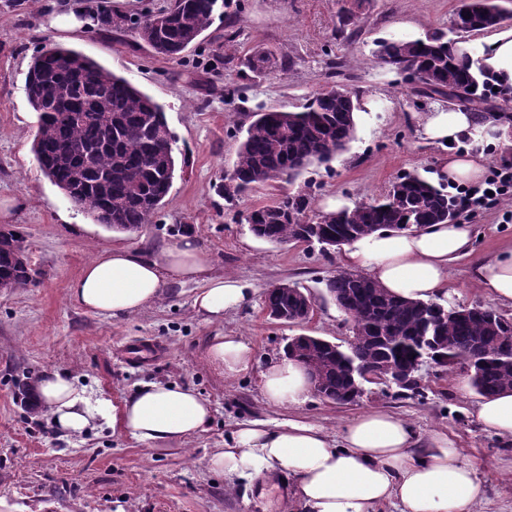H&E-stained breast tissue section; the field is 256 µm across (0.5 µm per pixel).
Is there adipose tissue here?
<instances>
[{"mask_svg":"<svg viewBox=\"0 0 512 512\" xmlns=\"http://www.w3.org/2000/svg\"><path fill=\"white\" fill-rule=\"evenodd\" d=\"M454 50L468 56L474 70L512 86V26H499L477 42H457ZM419 124L424 138L439 144L464 136L507 142L503 126L491 115L438 110L421 116ZM439 174L457 184L481 183L485 156L465 152L444 157ZM471 246L469 225L429 224L357 238L348 243L344 260L366 268L399 297L429 301L447 294L449 266L469 254ZM472 276L491 299L512 304V245L475 265ZM172 282L199 284L193 307L210 323L222 322L227 311L246 308L254 294L246 281L213 275L209 252L190 235L157 255L122 246L98 250L69 292L87 311L119 318L157 303ZM204 358L230 382L251 370L254 349L243 337L221 333L211 337ZM259 386L269 405L286 409L304 404L311 393L306 369L287 357L261 371ZM36 395L67 436L84 434L108 419L137 441L157 445L203 432L212 418L208 401L176 384L146 385L116 411L107 399L58 372L40 376ZM476 414L485 430L512 436L511 392L483 398ZM209 466L216 473L242 477L288 472L301 512H378L392 500L399 512H476L487 498L485 485L446 432L421 440L410 422L385 409L357 415L334 438L299 419L272 428L261 421L245 422L211 455Z\"/></svg>","mask_w":512,"mask_h":512,"instance_id":"obj_1","label":"adipose tissue"}]
</instances>
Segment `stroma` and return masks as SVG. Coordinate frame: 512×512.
Here are the masks:
<instances>
[{
    "label": "stroma",
    "instance_id": "obj_1",
    "mask_svg": "<svg viewBox=\"0 0 512 512\" xmlns=\"http://www.w3.org/2000/svg\"><path fill=\"white\" fill-rule=\"evenodd\" d=\"M170 0H0V199L29 203L10 222L24 239L36 283L0 288V512H299L292 480L281 473L239 478L211 471L208 459L247 421L276 426L294 417L338 435L343 424L374 408L409 421L420 438L447 432L488 491L478 512H512V437L483 429L480 400L465 374L437 368L422 373V394L370 385L359 402L336 405L317 396L288 411L268 406L257 387L269 360L283 356L288 337L321 336L345 344L351 324L327 295L324 282L343 269L341 251L277 244L254 237L243 218L278 192L311 194V211L331 197L356 205L386 193L406 172L430 177L443 155L465 151L471 140L438 147L421 136L426 112L451 109L448 101L417 93L404 74L382 64L376 43L442 32L463 40L454 20L463 0H227L199 42L179 58L155 55L129 30H100L91 15L116 10L140 17ZM79 11L74 33L54 27L56 17ZM75 49L125 77L163 105L174 135L177 173L164 205L142 229L118 232L75 207L41 171L32 143L37 131L25 91L33 56L45 46ZM271 52L274 68L251 72L248 56ZM340 85L374 111L359 113L355 139L329 166L314 165L281 190L259 186L225 201L217 188L236 157L237 130L258 108L295 109L312 93ZM475 239L454 262L440 304H490L471 272L512 243V200L466 213ZM192 233L216 274L253 284L252 305L209 323L196 315L199 286L173 283L154 306L121 320L90 313L69 298L82 267L102 248L126 246L158 252ZM298 284L315 299L311 323L270 319L267 288ZM243 336L255 350L252 370L225 382L206 366L203 349L217 333ZM57 371L121 406L143 384L188 386L207 399V430L158 446L140 443L111 423L82 437L60 433L46 412L29 413L19 383Z\"/></svg>",
    "mask_w": 512,
    "mask_h": 512
}]
</instances>
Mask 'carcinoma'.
Masks as SVG:
<instances>
[{
	"mask_svg": "<svg viewBox=\"0 0 512 512\" xmlns=\"http://www.w3.org/2000/svg\"><path fill=\"white\" fill-rule=\"evenodd\" d=\"M217 0H171L161 27L144 17L133 33L163 57H177L213 22ZM503 15L497 0H465L457 12L458 30L492 28ZM442 34L377 42L376 56L397 70L416 66L435 92L457 91L469 104L488 99L493 79L472 71L467 59L452 55ZM271 54L255 50L247 59L265 73ZM26 92L39 125L33 148L45 175L84 209L112 214V223L132 231L149 222L170 192L176 175L174 137L163 107L126 79L79 52L63 47L37 52L26 78ZM353 96L334 86L323 89L299 110L256 112L241 139L224 199L232 201L256 186L292 182L312 165L329 163L356 136ZM455 194L407 173L394 181L383 199L339 212L308 217L310 197L282 195L244 217L249 231L270 242H297L319 230L348 240L406 225L421 227L448 221L460 208ZM24 237H0V284L21 288L36 282L38 270L17 243ZM327 293L350 318L354 341L347 346L312 345L309 365L324 390L347 395L369 383L352 367L384 362L403 374L401 390L419 387L417 358L429 356L445 374L461 370L475 393L493 396L512 391V317L481 304L440 306L434 301L396 297L368 276L338 271L325 282ZM265 308L302 315V296L292 285L272 287Z\"/></svg>",
	"mask_w": 512,
	"mask_h": 512,
	"instance_id": "cac0c4a2",
	"label": "carcinoma"
}]
</instances>
